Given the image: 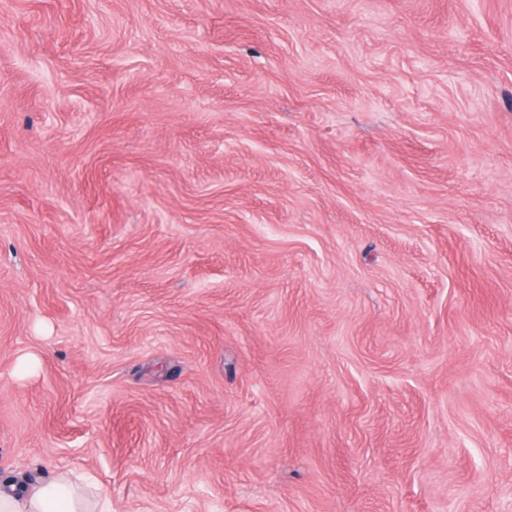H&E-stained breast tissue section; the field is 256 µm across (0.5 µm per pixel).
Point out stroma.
Returning a JSON list of instances; mask_svg holds the SVG:
<instances>
[{
    "instance_id": "35a3bbf8",
    "label": "stroma",
    "mask_w": 512,
    "mask_h": 512,
    "mask_svg": "<svg viewBox=\"0 0 512 512\" xmlns=\"http://www.w3.org/2000/svg\"><path fill=\"white\" fill-rule=\"evenodd\" d=\"M112 512H512V0H0V482Z\"/></svg>"
}]
</instances>
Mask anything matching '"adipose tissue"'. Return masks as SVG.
<instances>
[{
  "label": "adipose tissue",
  "instance_id": "obj_1",
  "mask_svg": "<svg viewBox=\"0 0 512 512\" xmlns=\"http://www.w3.org/2000/svg\"><path fill=\"white\" fill-rule=\"evenodd\" d=\"M0 512H110V504L86 496L65 475L33 488L0 491Z\"/></svg>",
  "mask_w": 512,
  "mask_h": 512
}]
</instances>
